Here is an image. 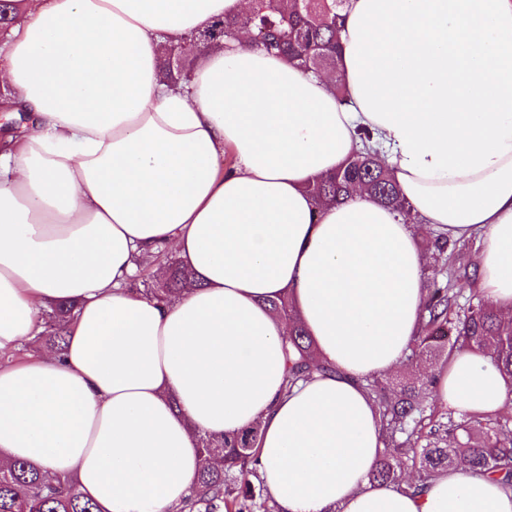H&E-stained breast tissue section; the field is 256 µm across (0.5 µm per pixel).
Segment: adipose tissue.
I'll list each match as a JSON object with an SVG mask.
<instances>
[{"mask_svg":"<svg viewBox=\"0 0 512 512\" xmlns=\"http://www.w3.org/2000/svg\"><path fill=\"white\" fill-rule=\"evenodd\" d=\"M251 0H23L0 36V86L35 118L0 153V465L76 481L98 512H182L200 435L260 423V475L281 512H512V488L443 471L410 490L371 482L384 450L364 380L401 365L419 332L417 226L479 235L476 283L512 315V151L478 173L404 169L394 131L329 78L240 38L165 86L163 46ZM386 147L409 206L308 191L360 147ZM232 161H225V153ZM167 247L196 287L129 290L138 258ZM288 299L334 374L285 390ZM81 302L62 353L18 362L41 313ZM441 404L500 412L490 358L435 367Z\"/></svg>","mask_w":512,"mask_h":512,"instance_id":"obj_1","label":"adipose tissue"}]
</instances>
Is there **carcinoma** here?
I'll return each instance as SVG.
<instances>
[{
  "instance_id": "obj_1",
  "label": "carcinoma",
  "mask_w": 512,
  "mask_h": 512,
  "mask_svg": "<svg viewBox=\"0 0 512 512\" xmlns=\"http://www.w3.org/2000/svg\"><path fill=\"white\" fill-rule=\"evenodd\" d=\"M21 0H0V29L12 26ZM348 0H255L250 13L216 20L192 35L189 51L166 49L163 77L185 79L198 56L216 43L229 42L244 29L254 46L275 53L308 73L336 72V98L346 100L341 74L340 37ZM362 148L336 173L310 184L313 197L336 204L362 189L391 210L406 212V199L389 166L372 144L371 133H359ZM154 262L168 269V276L145 289L151 297L174 295L195 281V274L177 260L161 253ZM448 238L439 233L427 249V277L420 311L421 331L407 355L405 376L391 382L367 380L366 388L380 415L385 450L370 472L373 483L405 482L403 467L411 463L413 477L424 482L442 471L461 470L474 475L498 477L512 486V416L468 414L458 421L444 420L432 390V378L420 372L424 361L448 359L457 350L470 349L491 356L506 381L512 384V318H505L492 304L472 295L460 302L452 288L438 284L447 271ZM273 309L285 314L292 330L285 338L287 386L332 371L314 357L312 342L297 322L290 303L270 299ZM79 308L75 299H62L44 313L46 341L60 350L66 331ZM260 425L224 439L199 438L204 459L223 455L221 468L203 465L189 500V512H278L258 471L257 444ZM0 512H94L76 482L57 480L49 485L42 474L24 463L0 468Z\"/></svg>"
}]
</instances>
